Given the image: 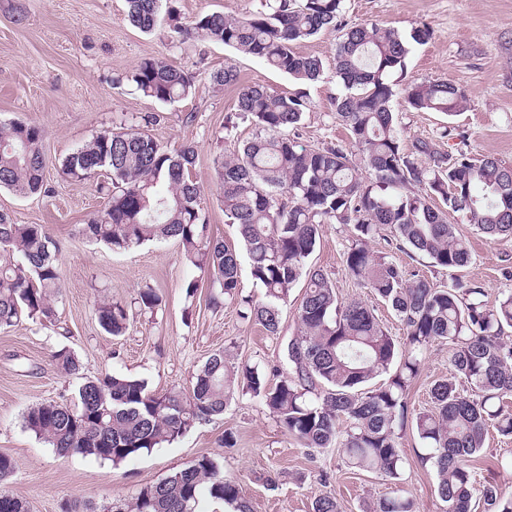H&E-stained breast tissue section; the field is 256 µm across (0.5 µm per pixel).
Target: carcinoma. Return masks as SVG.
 <instances>
[{
	"instance_id": "carcinoma-1",
	"label": "carcinoma",
	"mask_w": 512,
	"mask_h": 512,
	"mask_svg": "<svg viewBox=\"0 0 512 512\" xmlns=\"http://www.w3.org/2000/svg\"><path fill=\"white\" fill-rule=\"evenodd\" d=\"M126 3L130 23L152 31L161 0ZM168 20L184 39L221 42L303 83L317 80L324 66L319 57L296 52L295 44L328 27L342 31L335 73L348 93L336 98L335 110L349 131V146L298 145L290 132L307 109L303 93L274 94L254 84L239 89L237 111L254 119L260 134L242 152L216 162L224 216L236 225L251 276L265 290L261 301L241 296L239 253L209 231L193 178V147L170 150L144 132L104 131L62 161L63 174L73 182L103 173L110 179L107 205L83 225V234L114 249L176 241L199 272L185 284L187 298L206 280L224 299L243 306V318L276 336L281 307L303 283L300 332L284 348L288 372L240 368L218 351L198 370L187 394L161 393L143 379L107 374L84 381L72 406L49 401L31 407L23 417L25 428L60 456L118 466L223 414L242 387L303 446L340 448L349 468L396 482L403 480L406 464L400 439L411 429L422 445L418 461L436 475L444 512H472V461L482 453L487 428L512 436V412L503 406L504 397L512 395V344L504 340L505 329L512 328V292L490 306L480 283L458 279L438 288L369 247L388 226L409 251L460 270L469 265L471 249L448 223L450 212L464 213L489 241L512 238V169L493 156L442 152L427 140L409 149L403 145L390 105L392 77L404 70L409 41L429 39V26L420 24L407 41L392 28L351 25L343 0H266V10L252 17L211 13L185 24L171 9ZM130 80L143 96L161 103L195 91L193 76L160 59L140 62ZM212 81L235 85L238 74L227 65ZM402 94L411 109L449 118L466 102L464 89L448 80L407 84ZM43 138L37 124L0 122L1 188L20 197L49 192ZM284 193L286 203L280 199ZM436 198L443 207L434 204ZM326 224L354 225L347 270L395 312L404 327L401 339L388 334L364 301L340 300L330 278L309 264ZM59 251L46 225L17 224L0 214V328L25 319L52 320L63 288ZM137 303L153 311L162 298L147 288L138 292ZM95 311L106 333L126 332L129 315L122 305L101 301ZM436 342L448 344V377L432 386V409L410 414L408 395L421 356ZM51 359L68 375L80 372L78 358L65 347ZM393 365V374L370 388ZM271 376L279 381L269 384ZM203 490L234 512H250L239 484L225 478L209 455L144 486L127 502L99 508L80 502L66 512H192ZM480 500L484 512H512V496L494 485L483 487ZM0 512L28 509L1 492ZM313 512H342V507L336 498L319 495ZM365 512H415V507L397 493L370 501Z\"/></svg>"
}]
</instances>
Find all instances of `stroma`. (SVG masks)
Listing matches in <instances>:
<instances>
[{
	"label": "stroma",
	"mask_w": 512,
	"mask_h": 512,
	"mask_svg": "<svg viewBox=\"0 0 512 512\" xmlns=\"http://www.w3.org/2000/svg\"><path fill=\"white\" fill-rule=\"evenodd\" d=\"M183 21L221 12L248 17L262 11L265 0H174ZM350 23H375L410 35L427 23L431 37L412 44L399 83L449 80L465 91L467 103L454 119L411 109L395 96L392 109L405 145L425 139L441 151L462 150L492 155L512 166V0H344ZM339 30L329 28L298 52L322 59L324 73L305 86L260 59L238 54L209 41H181L167 21L143 33L127 19L126 0H0V122L22 121L45 131L43 151L48 194L23 198L0 188V213L19 224L46 225L60 244L63 293L54 303L51 326L29 321L0 330V454L11 458L14 471L0 490L21 498L29 512H66L69 504L90 500L103 505L131 499L148 484L207 454L219 461L226 477L236 480L251 512H311L319 495L336 497L343 512H364L365 502L392 494L384 476L348 468L337 448L308 449L288 435L250 394L237 396L223 415L198 424L179 440L143 453L120 467L93 458L61 457L23 427V415L35 404L74 401L84 380L105 374L146 379L152 390L189 392L194 375L215 351H227L236 364H284L283 347L298 332L297 309L304 290L294 288L281 313L278 335H267L242 320L236 304L214 307L208 286H200L187 303L184 285L196 277L181 248L172 241L146 243L114 251L88 239L81 228L106 203L95 182H71L62 159L93 136L134 117L150 115L146 131L163 146L193 147L194 174L211 233L236 245L237 232L224 216L215 161L237 154L260 132L237 108L239 85L261 84L271 92L305 90L309 108L295 133L296 141L314 148L348 143L334 101L346 89L337 78L334 56ZM146 58H161L192 73L195 91L186 99L161 103L143 96L126 76ZM234 64L238 86L214 84L210 76ZM454 125L453 139L442 138ZM448 221L469 239L471 263L457 272L401 250L390 228H383L371 249L438 286L453 280L478 281L487 302L512 290V239L496 242L478 234L464 214ZM354 238L350 224H327L311 261L326 272L340 298H359L373 305L390 335L403 329L393 311L349 275L344 253ZM163 297L154 313L134 300L140 289ZM127 306L130 323L121 336L106 334L94 314L101 300ZM67 347L78 356L79 375H61L52 351ZM448 374V346L432 344L422 356L421 373L409 394V408L429 406L432 383ZM233 433L234 447L224 445ZM421 448L406 433L404 491L416 512H442L436 477L421 467ZM477 484L492 483L512 495V438L488 430L485 448L474 463ZM277 481L269 489L266 477Z\"/></svg>",
	"instance_id": "35a3bbf8"
}]
</instances>
